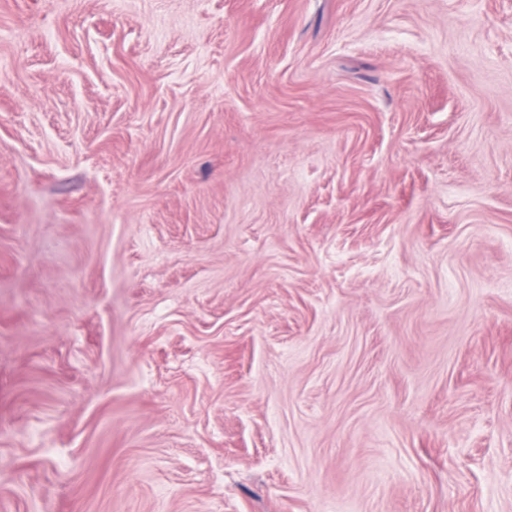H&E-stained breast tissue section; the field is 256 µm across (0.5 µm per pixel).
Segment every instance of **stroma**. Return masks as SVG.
Masks as SVG:
<instances>
[{"label": "stroma", "instance_id": "stroma-1", "mask_svg": "<svg viewBox=\"0 0 512 512\" xmlns=\"http://www.w3.org/2000/svg\"><path fill=\"white\" fill-rule=\"evenodd\" d=\"M0 512H512V0H0Z\"/></svg>", "mask_w": 512, "mask_h": 512}]
</instances>
